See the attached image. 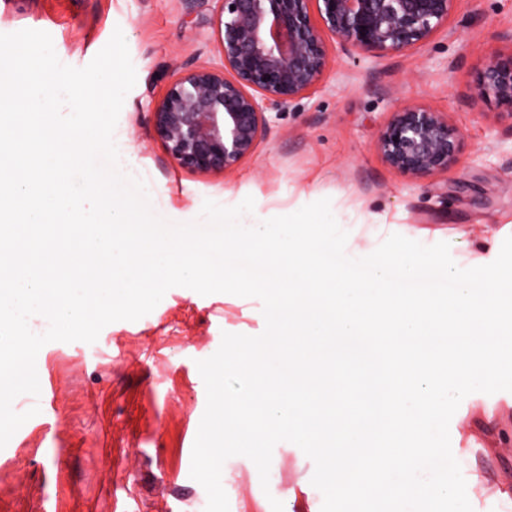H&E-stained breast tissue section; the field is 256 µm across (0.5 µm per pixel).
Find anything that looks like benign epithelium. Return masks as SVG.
I'll return each instance as SVG.
<instances>
[{"label":"benign epithelium","mask_w":512,"mask_h":512,"mask_svg":"<svg viewBox=\"0 0 512 512\" xmlns=\"http://www.w3.org/2000/svg\"><path fill=\"white\" fill-rule=\"evenodd\" d=\"M221 63L184 69L151 111L154 135L179 167L227 172L254 150L281 112L322 79L343 53L386 57L427 42L455 0H218ZM474 100L512 108V53L476 75ZM375 148L402 176L423 179L460 162L462 134L448 116L416 105L396 108Z\"/></svg>","instance_id":"obj_1"}]
</instances>
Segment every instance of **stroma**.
<instances>
[{
	"instance_id": "1",
	"label": "stroma",
	"mask_w": 512,
	"mask_h": 512,
	"mask_svg": "<svg viewBox=\"0 0 512 512\" xmlns=\"http://www.w3.org/2000/svg\"><path fill=\"white\" fill-rule=\"evenodd\" d=\"M216 0H0V33L48 32L59 60L82 68L122 30L137 74L114 131L135 155L132 175L148 188L153 212L172 223L198 220L205 200L232 206L253 197L263 218L329 199L353 246L373 252L372 228L420 232L448 243L459 267L484 256L483 240L512 225V116L495 100L474 102L475 76L512 52V0H456L433 37L401 53L349 58L328 42L331 68L284 112L239 166L227 173L177 167L155 138L150 111L184 68L221 62ZM417 105L445 113L465 140L460 164L410 180L375 148L391 113ZM259 299L169 289L136 321L105 326L96 342L54 341L36 358L39 406L0 449V512H196L205 489L190 476L206 408L197 363L223 333L260 335ZM451 448L470 488L473 512H512V392H475L449 425ZM252 485L229 512H267L264 486L284 512H320L314 462L282 441L268 483L255 464L224 463V490L242 472Z\"/></svg>"
}]
</instances>
